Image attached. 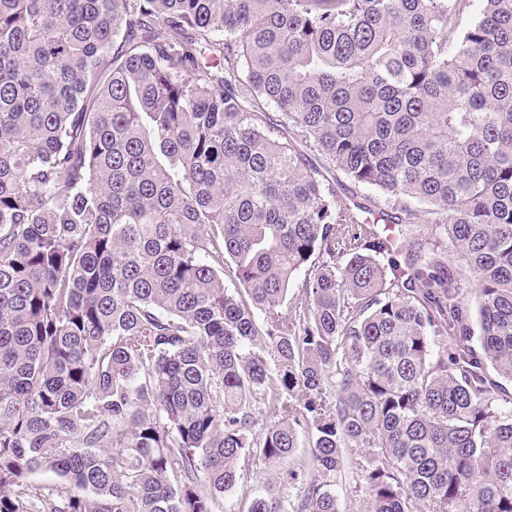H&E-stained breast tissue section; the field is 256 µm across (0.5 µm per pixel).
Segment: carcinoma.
Returning a JSON list of instances; mask_svg holds the SVG:
<instances>
[{
	"instance_id": "obj_1",
	"label": "carcinoma",
	"mask_w": 512,
	"mask_h": 512,
	"mask_svg": "<svg viewBox=\"0 0 512 512\" xmlns=\"http://www.w3.org/2000/svg\"><path fill=\"white\" fill-rule=\"evenodd\" d=\"M330 170L448 249L388 280ZM504 380L512 0H0V512H216L303 433L296 512L352 448L366 512H512Z\"/></svg>"
}]
</instances>
